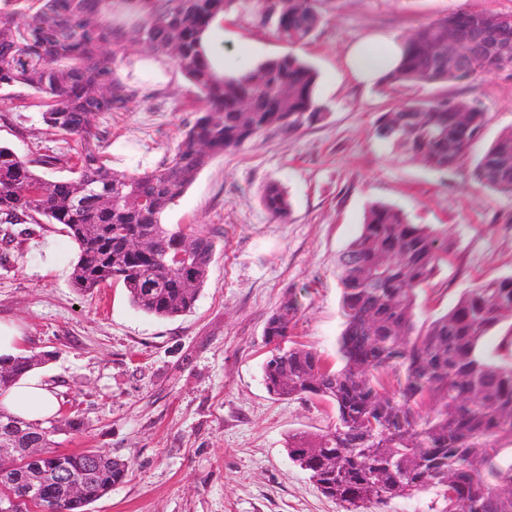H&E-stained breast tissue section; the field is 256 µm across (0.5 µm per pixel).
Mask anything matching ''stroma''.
Instances as JSON below:
<instances>
[{
  "instance_id": "stroma-1",
  "label": "stroma",
  "mask_w": 512,
  "mask_h": 512,
  "mask_svg": "<svg viewBox=\"0 0 512 512\" xmlns=\"http://www.w3.org/2000/svg\"><path fill=\"white\" fill-rule=\"evenodd\" d=\"M460 9L510 11L512 0H320V23L303 43L260 26L251 0H236L219 25L224 53L243 69L286 54L317 73L324 121L291 134H269L214 157L162 223L212 238L215 255L191 313L160 318L130 302L122 285L91 293L73 288L78 247L60 224H0V321L20 327L26 353L60 401L59 448H102L128 462L122 484L88 512H343L286 451L296 432L333 428L326 403L276 399L263 381L267 319L287 295L299 313L284 347L340 362L343 329L336 262L360 233L374 204L401 210L448 240V256L416 318L450 310L462 293L512 275V196L467 178L465 169L434 171L393 151L373 134L385 111L431 94L428 86L358 81L350 50L379 38H403ZM144 49L117 55L124 83L152 91L126 110L99 115L101 153L127 174L169 160L199 102L181 72L150 75ZM478 100L488 114L485 141L512 127V73L442 86ZM33 92L0 93V144L25 158H62L58 175L78 162V145L42 120ZM279 183L291 204L274 218L261 193Z\"/></svg>"
}]
</instances>
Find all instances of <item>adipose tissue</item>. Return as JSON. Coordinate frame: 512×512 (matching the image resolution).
I'll list each match as a JSON object with an SVG mask.
<instances>
[{"label":"adipose tissue","instance_id":"ef3b65f1","mask_svg":"<svg viewBox=\"0 0 512 512\" xmlns=\"http://www.w3.org/2000/svg\"><path fill=\"white\" fill-rule=\"evenodd\" d=\"M402 54L400 41L388 38L382 52L359 45L351 50L348 66L359 80L371 82L385 78ZM0 410L26 421H41L57 414V398L45 379L34 372L25 374L7 391L0 393Z\"/></svg>","mask_w":512,"mask_h":512}]
</instances>
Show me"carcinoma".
I'll return each instance as SVG.
<instances>
[{
  "label": "carcinoma",
  "instance_id": "1",
  "mask_svg": "<svg viewBox=\"0 0 512 512\" xmlns=\"http://www.w3.org/2000/svg\"><path fill=\"white\" fill-rule=\"evenodd\" d=\"M4 0L0 8V90L24 84L47 100L49 127L76 138L80 166L74 178L49 180L59 158L20 156L0 144V224L41 216L62 224L78 246L73 287L89 292L114 281L132 304L157 317L190 312L214 256V242L199 233L173 231L160 222L210 160L269 133H293L326 119L315 98L316 73L288 54L237 77H219L201 49V36L235 0H38L39 8ZM319 0H254L256 15L288 43L312 36ZM512 12L459 11L418 26L402 39L389 84L430 86L512 70L493 44L475 41L460 54L455 37L499 28ZM142 45L171 60L197 89L203 112L188 127L173 157L138 174L112 171L102 161L96 118L119 112L147 93L120 81L106 44ZM488 117L476 100L446 95L385 112L376 137L443 171L468 168V179L512 195V130L481 154ZM261 201L275 218L288 216L286 191L266 185ZM448 254V242L412 224L399 210L375 205L360 234L338 260L344 329L331 369L317 352L281 347L299 307L292 296L268 318L273 345L264 367L269 393L279 399L313 396L336 408L326 433L288 436V456L310 473L321 492L344 512L379 509L396 498L432 492L437 512H512V276L464 292L457 304L418 324L420 290L431 285ZM504 328L505 355L484 357L480 341ZM35 355L0 358V391L38 365ZM18 447L39 448L46 467L88 477L87 498L72 506L47 485L44 502L29 512H86L128 471L124 461L97 448L68 453L55 448L54 421H21ZM23 467L0 476L19 491Z\"/></svg>",
  "mask_w": 512,
  "mask_h": 512
}]
</instances>
